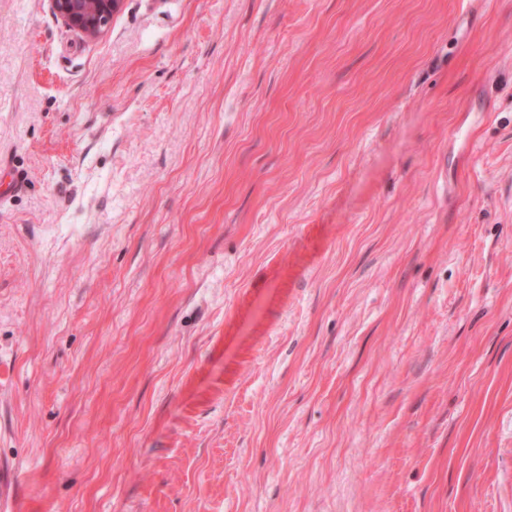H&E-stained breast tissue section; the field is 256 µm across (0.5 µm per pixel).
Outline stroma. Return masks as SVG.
<instances>
[{
	"label": "stroma",
	"mask_w": 512,
	"mask_h": 512,
	"mask_svg": "<svg viewBox=\"0 0 512 512\" xmlns=\"http://www.w3.org/2000/svg\"><path fill=\"white\" fill-rule=\"evenodd\" d=\"M0 512H512V0H0ZM124 0H50L53 14L68 28L92 39L103 33L105 19L118 12Z\"/></svg>",
	"instance_id": "1"
}]
</instances>
